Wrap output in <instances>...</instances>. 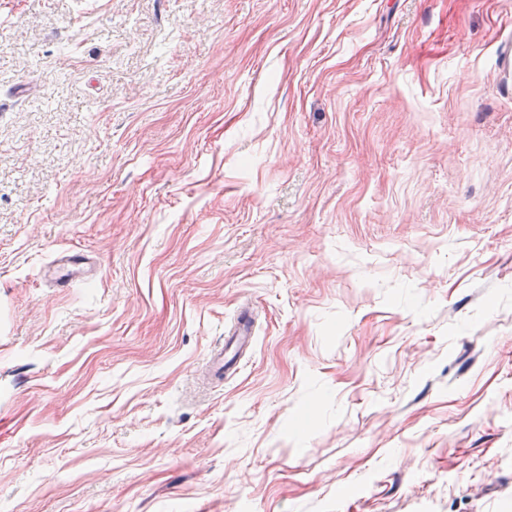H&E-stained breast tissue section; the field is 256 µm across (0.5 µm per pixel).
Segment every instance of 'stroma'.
<instances>
[{
  "instance_id": "35a3bbf8",
  "label": "stroma",
  "mask_w": 512,
  "mask_h": 512,
  "mask_svg": "<svg viewBox=\"0 0 512 512\" xmlns=\"http://www.w3.org/2000/svg\"><path fill=\"white\" fill-rule=\"evenodd\" d=\"M509 40L512 0H0V512H512ZM83 254L68 253L55 260L52 279L58 288H70L77 280L74 273L82 272L83 265L87 263ZM83 273V272H82ZM255 317L246 309L224 331V343L208 353L207 376L210 380H222L235 370L236 358L246 351L252 340L251 332ZM230 353L233 355L230 356Z\"/></svg>"
}]
</instances>
